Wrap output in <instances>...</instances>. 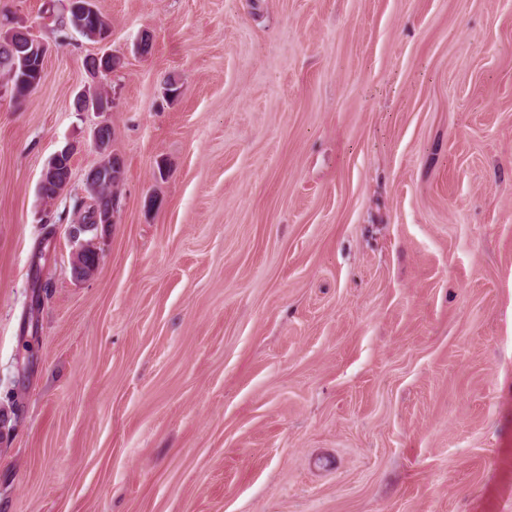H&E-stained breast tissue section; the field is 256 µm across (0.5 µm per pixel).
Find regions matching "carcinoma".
<instances>
[{"label":"carcinoma","instance_id":"obj_1","mask_svg":"<svg viewBox=\"0 0 512 512\" xmlns=\"http://www.w3.org/2000/svg\"><path fill=\"white\" fill-rule=\"evenodd\" d=\"M56 32L65 38L70 30L80 33L82 36L97 43H101L110 37V27L104 16L96 9L87 10L81 17H75L72 11H67L54 18ZM49 51L43 42L35 37L28 28L19 27L9 41L0 42V73L7 79V87L10 89L11 98L18 102L26 101L39 87L43 70L41 68V56ZM85 66L111 72L114 70L117 61L111 55H102L99 58L88 56L84 61ZM97 106L101 112L110 108L111 101L97 92L89 90L76 96L74 109L77 112L83 111L86 102ZM113 132L110 126L101 128V138L107 142L104 151L100 152L98 166L103 170H112V176L106 175L96 177L92 180H85V185L91 202L83 200L75 201L73 210L78 218V224L73 226V236H87L85 243L88 244L78 259L96 266L97 253L89 248L92 239L88 235L94 234L96 230L94 214L100 207H108L118 201L117 191L124 180V164L122 158L111 150Z\"/></svg>","mask_w":512,"mask_h":512}]
</instances>
